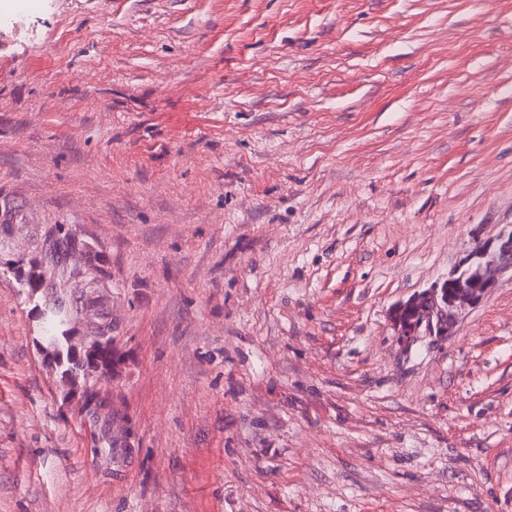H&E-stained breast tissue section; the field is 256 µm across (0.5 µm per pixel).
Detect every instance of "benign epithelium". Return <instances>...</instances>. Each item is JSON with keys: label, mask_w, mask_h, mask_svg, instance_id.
<instances>
[{"label": "benign epithelium", "mask_w": 512, "mask_h": 512, "mask_svg": "<svg viewBox=\"0 0 512 512\" xmlns=\"http://www.w3.org/2000/svg\"><path fill=\"white\" fill-rule=\"evenodd\" d=\"M505 278L512 281V224L503 225L492 239L477 240L462 265L412 298L422 307L403 339L413 342L422 329L428 336L451 335L458 310L480 304Z\"/></svg>", "instance_id": "7a95c632"}]
</instances>
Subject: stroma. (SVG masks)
<instances>
[{"instance_id":"stroma-1","label":"stroma","mask_w":512,"mask_h":512,"mask_svg":"<svg viewBox=\"0 0 512 512\" xmlns=\"http://www.w3.org/2000/svg\"><path fill=\"white\" fill-rule=\"evenodd\" d=\"M0 512H512V0H0ZM81 249L31 287L56 227ZM120 363V462L40 315ZM505 277L512 281V224L503 225L493 239L477 240L462 265L409 300L423 305L417 323L402 330L403 339L414 342L422 328L428 336H451L458 310L476 307Z\"/></svg>"}]
</instances>
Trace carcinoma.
I'll return each instance as SVG.
<instances>
[{
	"label": "carcinoma",
	"instance_id": "cac0c4a2",
	"mask_svg": "<svg viewBox=\"0 0 512 512\" xmlns=\"http://www.w3.org/2000/svg\"><path fill=\"white\" fill-rule=\"evenodd\" d=\"M57 245L62 253L47 263L41 270L30 274L29 280L42 281L55 276L62 260L78 248L77 240L70 233L57 229ZM80 310L98 323L97 334L90 339L95 351L79 355L70 347V331L66 319L50 311L45 315L48 330L42 337L43 348L57 358L56 366L61 369V378L67 384L64 398L75 394L80 396L85 415L96 419L97 410L104 407L106 398L102 395L103 381L112 378L117 357L112 355V322L108 312L93 297L80 298Z\"/></svg>",
	"mask_w": 512,
	"mask_h": 512
}]
</instances>
